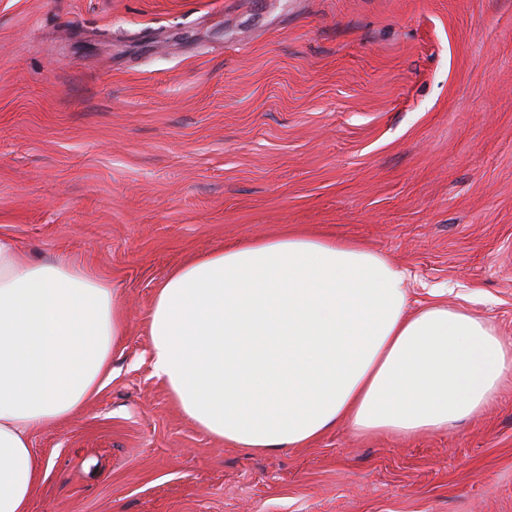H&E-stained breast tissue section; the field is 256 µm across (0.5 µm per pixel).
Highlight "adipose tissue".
Masks as SVG:
<instances>
[{"instance_id":"adipose-tissue-1","label":"adipose tissue","mask_w":512,"mask_h":512,"mask_svg":"<svg viewBox=\"0 0 512 512\" xmlns=\"http://www.w3.org/2000/svg\"><path fill=\"white\" fill-rule=\"evenodd\" d=\"M362 245L291 233L192 258L144 316L151 362L182 414L254 453L356 434L445 432L512 385V345L490 322L431 300ZM128 325L89 267L35 259L0 235V512H28L49 462L31 446L112 375Z\"/></svg>"}]
</instances>
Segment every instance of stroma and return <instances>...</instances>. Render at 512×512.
<instances>
[{
	"mask_svg": "<svg viewBox=\"0 0 512 512\" xmlns=\"http://www.w3.org/2000/svg\"><path fill=\"white\" fill-rule=\"evenodd\" d=\"M301 230L512 342V0H0V234L118 288L28 512H512V387L422 436L249 453L188 420L142 317L171 268Z\"/></svg>",
	"mask_w": 512,
	"mask_h": 512,
	"instance_id": "stroma-1",
	"label": "stroma"
}]
</instances>
